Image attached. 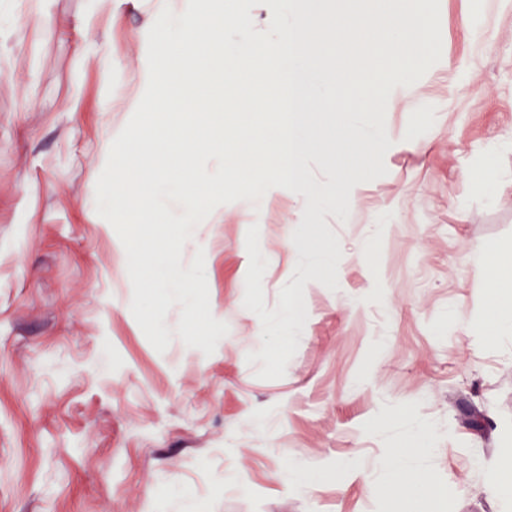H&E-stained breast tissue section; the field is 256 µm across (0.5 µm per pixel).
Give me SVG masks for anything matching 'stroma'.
Segmentation results:
<instances>
[{
    "label": "stroma",
    "instance_id": "obj_1",
    "mask_svg": "<svg viewBox=\"0 0 512 512\" xmlns=\"http://www.w3.org/2000/svg\"><path fill=\"white\" fill-rule=\"evenodd\" d=\"M458 8L434 2L438 77L411 74L424 121L307 227L331 272L288 264L286 223L240 182L223 223L157 241L193 290L156 297L117 267L133 225L88 197L103 149L149 128L101 106L158 0H0V512H382L378 462L419 427L426 512H512L484 489L512 452V341L479 327L474 261L512 253V0H477L474 28ZM226 109L196 132L229 152L259 120ZM292 463L347 470L307 491ZM305 306L299 300H290L284 307L283 317V334L282 340L288 342L304 327L306 321ZM289 335V336H288Z\"/></svg>",
    "mask_w": 512,
    "mask_h": 512
}]
</instances>
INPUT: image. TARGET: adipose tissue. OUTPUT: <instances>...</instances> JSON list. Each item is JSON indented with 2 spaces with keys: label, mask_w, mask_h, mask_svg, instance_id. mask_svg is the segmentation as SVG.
Here are the masks:
<instances>
[{
  "label": "adipose tissue",
  "mask_w": 512,
  "mask_h": 512,
  "mask_svg": "<svg viewBox=\"0 0 512 512\" xmlns=\"http://www.w3.org/2000/svg\"><path fill=\"white\" fill-rule=\"evenodd\" d=\"M280 13L265 27H257L224 0H161L168 22L154 27L141 52L140 65L132 83L114 90L105 102L106 111L130 112L151 104L173 116L214 114L213 101L223 92L213 80L215 68L231 70L237 92L245 106L264 117L263 131L239 141L232 154L217 150L208 140L196 138L186 127L175 124L150 139L128 140L122 158L105 153L99 165L116 179L120 196L109 199L112 215L142 230H155L179 223L182 234L197 224H219V209L203 199L180 194L175 205L149 203L138 194L141 182L163 183L189 178L187 161L197 154H209L222 171L211 186L210 195L223 198L230 180H246L255 186L263 214L288 211L294 221L289 229L296 260L316 256L314 271L330 272L336 262L334 245L314 243L304 237L303 226L310 214L332 206L345 208L355 197L354 186L308 179L304 165L319 142L327 140L325 126L311 118L286 122L277 109L281 82H289L302 97L314 99L317 92L336 97V128L360 152V177H367L387 139L383 130L355 119V111L382 112L399 107L409 123L419 119L415 93L406 85L408 73L425 65L436 42L437 31L430 23L431 0H353L348 24L332 23L331 0H315L307 8L302 0H281ZM321 45L350 43L371 46V53L355 57L353 66L312 69L304 47L309 34ZM284 149L292 161L279 169L271 162L274 148ZM303 181L304 189L295 201H288L285 188ZM120 253L124 266H140L150 282L169 291L185 292L188 276L181 267L168 263L155 252L146 253L125 245ZM429 453L424 434L413 437V445L387 454L379 462L392 496L404 498L410 512H420L431 499V481L417 462Z\"/></svg>",
  "instance_id": "1"
}]
</instances>
